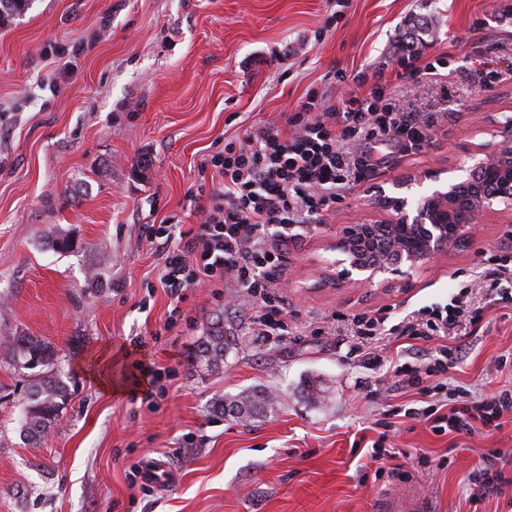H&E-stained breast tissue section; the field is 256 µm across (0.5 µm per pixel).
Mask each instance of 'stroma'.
Returning <instances> with one entry per match:
<instances>
[{
    "mask_svg": "<svg viewBox=\"0 0 512 512\" xmlns=\"http://www.w3.org/2000/svg\"><path fill=\"white\" fill-rule=\"evenodd\" d=\"M512 0H31L0 24V337L15 332L54 346L53 369L70 397L39 442L20 435L18 414L32 381L0 348V512H372L388 493L428 498L435 512H512V416L500 429L434 434L404 419L387 442L408 481L361 482L388 406L411 403L384 372L391 357L433 351L420 341L380 347L367 365L338 315L393 306L397 317L447 303L481 270L479 250L512 230V213L483 218L475 245L395 282L337 283L327 248L350 224L385 215L381 197L402 181L464 162L490 121L512 123V81L484 89L480 62L512 68V39L499 11ZM339 22H331L334 12ZM425 59L450 53L447 95L397 78L408 46ZM389 80L405 110L440 122L417 158L386 149L383 175L355 188L324 225L283 243L275 287L291 336L252 341L245 309L228 310L211 290L189 291L185 323L165 329L170 297L146 229L198 224L192 195L211 189L203 163L225 141L285 126L316 88L337 97L338 71ZM69 235L74 249L51 242ZM237 336L222 368L193 366L216 315ZM451 382L486 396L512 385L494 360L512 354V308L489 305L483 329L456 337ZM112 355L121 394L79 374L92 355ZM159 373L135 384L133 365ZM282 396L272 413L244 423L216 418L210 403L251 390ZM502 452L507 479L479 508L468 501L482 450ZM450 454L431 470L413 455ZM161 458L167 485H146L140 468Z\"/></svg>",
    "mask_w": 512,
    "mask_h": 512,
    "instance_id": "35a3bbf8",
    "label": "stroma"
}]
</instances>
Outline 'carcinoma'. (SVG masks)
I'll use <instances>...</instances> for the list:
<instances>
[{
  "label": "carcinoma",
  "mask_w": 512,
  "mask_h": 512,
  "mask_svg": "<svg viewBox=\"0 0 512 512\" xmlns=\"http://www.w3.org/2000/svg\"><path fill=\"white\" fill-rule=\"evenodd\" d=\"M31 0H0V23L12 15L28 9ZM8 345L10 360L17 370H38L36 380L26 392V402L21 413V434L37 442L58 420L59 412L69 397L67 384L52 369L54 348L46 341L24 332L0 339ZM230 337L224 331L222 319H216L205 336L201 337L194 354L195 364L206 370L224 365ZM235 411L234 417L249 419L273 411L270 396L262 390L238 400L226 401L219 397L211 404L213 413L226 416L227 410Z\"/></svg>",
  "instance_id": "1"
}]
</instances>
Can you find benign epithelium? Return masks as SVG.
<instances>
[{
    "label": "benign epithelium",
    "instance_id": "benign-epithelium-1",
    "mask_svg": "<svg viewBox=\"0 0 512 512\" xmlns=\"http://www.w3.org/2000/svg\"><path fill=\"white\" fill-rule=\"evenodd\" d=\"M490 140L474 146L467 156L463 176H445L447 170L426 173L431 181L426 194L412 208L401 197L384 198L382 205L394 214L367 224H351L329 244L343 279L358 283L377 278L395 280L409 270L423 268L437 258L474 242L472 228L500 203L512 202V138ZM397 245L395 258L376 249L378 228Z\"/></svg>",
    "mask_w": 512,
    "mask_h": 512
}]
</instances>
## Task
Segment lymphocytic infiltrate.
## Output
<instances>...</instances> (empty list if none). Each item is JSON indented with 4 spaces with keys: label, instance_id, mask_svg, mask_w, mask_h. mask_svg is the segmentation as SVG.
Listing matches in <instances>:
<instances>
[{
    "label": "lymphocytic infiltrate",
    "instance_id": "obj_1",
    "mask_svg": "<svg viewBox=\"0 0 512 512\" xmlns=\"http://www.w3.org/2000/svg\"><path fill=\"white\" fill-rule=\"evenodd\" d=\"M448 56L431 61L409 52L397 61L402 76L417 77L447 92ZM348 83L343 97L332 99L310 89L287 119V129L270 125L254 136L225 142L209 163L222 182L208 193L200 224L183 231L174 224L151 227L161 260L160 280L170 296L168 326L185 314L188 290L223 287L234 282L249 299L251 331L267 341L288 335V311L273 284V274L287 261L282 242L299 238L305 229L325 223L348 192L376 180L381 158L364 151V143L393 145L406 157L419 154L429 141L432 116L404 111L387 84H368L365 73L337 72ZM512 276V244L483 255L481 278L501 304L512 305V290L501 282ZM486 308L451 297L447 304L425 306L417 317L395 320L391 309L351 315L360 357L378 363L379 337L435 341L426 361H397L391 378L426 400L405 414L436 434L474 433L496 429L512 414V388L473 398L464 386L449 387L448 375L460 362L458 346L447 339L462 328L479 332Z\"/></svg>",
    "mask_w": 512,
    "mask_h": 512
}]
</instances>
